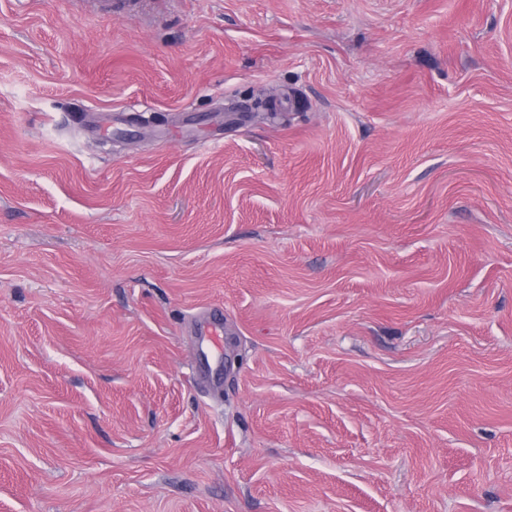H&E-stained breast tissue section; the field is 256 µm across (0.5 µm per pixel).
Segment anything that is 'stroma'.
<instances>
[{"label":"stroma","instance_id":"35a3bbf8","mask_svg":"<svg viewBox=\"0 0 512 512\" xmlns=\"http://www.w3.org/2000/svg\"><path fill=\"white\" fill-rule=\"evenodd\" d=\"M0 512H512V0H0Z\"/></svg>","mask_w":512,"mask_h":512}]
</instances>
